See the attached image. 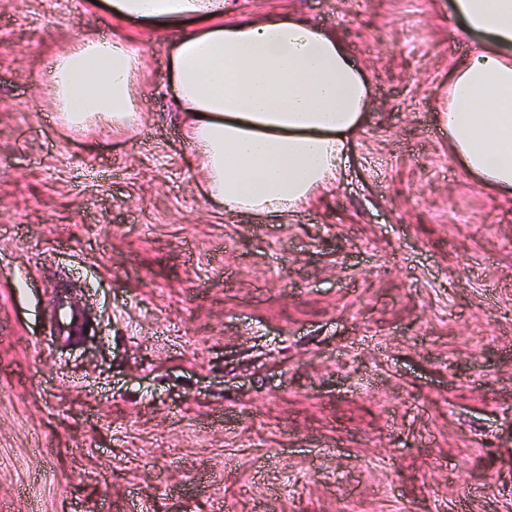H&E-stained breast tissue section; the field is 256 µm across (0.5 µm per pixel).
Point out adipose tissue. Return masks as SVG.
<instances>
[{
  "instance_id": "obj_1",
  "label": "adipose tissue",
  "mask_w": 512,
  "mask_h": 512,
  "mask_svg": "<svg viewBox=\"0 0 512 512\" xmlns=\"http://www.w3.org/2000/svg\"><path fill=\"white\" fill-rule=\"evenodd\" d=\"M230 2L103 0L120 28L53 54V109L69 132L136 130L142 58L124 26L147 25L166 38L207 199L228 214H292L335 187L370 82L339 33L292 12L237 14ZM448 16L476 42L448 74V148L481 185L512 195V0H448Z\"/></svg>"
}]
</instances>
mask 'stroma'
Returning a JSON list of instances; mask_svg holds the SVG:
<instances>
[{"mask_svg":"<svg viewBox=\"0 0 512 512\" xmlns=\"http://www.w3.org/2000/svg\"><path fill=\"white\" fill-rule=\"evenodd\" d=\"M238 4L371 81L335 192L265 222L205 199L158 35L141 126L65 134L52 48L110 21L0 0V512H512V196L436 111L472 41L448 0Z\"/></svg>","mask_w":512,"mask_h":512,"instance_id":"obj_1","label":"stroma"}]
</instances>
